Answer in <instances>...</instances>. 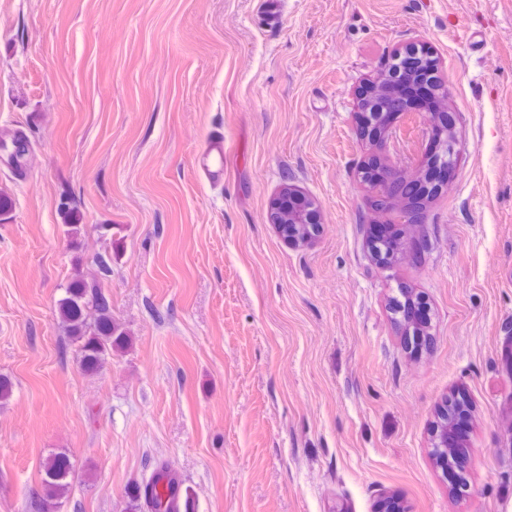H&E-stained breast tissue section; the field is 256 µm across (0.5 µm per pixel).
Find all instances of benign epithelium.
Instances as JSON below:
<instances>
[{"label":"benign epithelium","instance_id":"obj_1","mask_svg":"<svg viewBox=\"0 0 512 512\" xmlns=\"http://www.w3.org/2000/svg\"><path fill=\"white\" fill-rule=\"evenodd\" d=\"M370 86L368 93L358 94L356 118L363 119L368 130L378 131L383 142H390L396 130L382 126L379 105L384 102L391 108L397 107L406 97L426 90L432 94L434 100V105L425 113L429 133L442 145L455 142L454 112L448 108V92L444 90L431 57H423L420 64L411 71L386 72L370 83ZM454 174L455 170L436 159L427 162L421 179H409L397 165L391 164L386 167L383 181L377 190L384 196L400 194L406 197L414 189L429 188L435 184L442 186ZM268 223L273 225L286 243L294 246L305 245L318 235L321 206L303 192L288 185L271 200ZM470 430L471 417L467 409L458 407L450 410L446 404L438 409V420L433 430V448L436 450L437 463L443 470L461 464L459 460L449 462L448 449L466 447Z\"/></svg>","mask_w":512,"mask_h":512}]
</instances>
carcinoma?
I'll list each match as a JSON object with an SVG mask.
<instances>
[{
    "instance_id": "cac0c4a2",
    "label": "carcinoma",
    "mask_w": 512,
    "mask_h": 512,
    "mask_svg": "<svg viewBox=\"0 0 512 512\" xmlns=\"http://www.w3.org/2000/svg\"><path fill=\"white\" fill-rule=\"evenodd\" d=\"M12 142L19 145L10 153L9 165L18 174L29 163L28 140L21 134L13 135ZM62 214L69 220L67 235L79 255L75 259L74 273L57 301L59 326L66 345L74 352L82 371L96 374L112 356L128 352L133 347V336L112 316V294L104 280L112 273V253L104 250L91 253L81 251L80 238L84 225L70 222L75 211L62 206ZM171 477L170 495L162 498L149 476L132 484L126 497V512H193L194 500L190 489L167 464L157 466ZM76 471L69 455L63 450L50 452L42 462V494L34 505V512H54L66 498L75 479Z\"/></svg>"
}]
</instances>
